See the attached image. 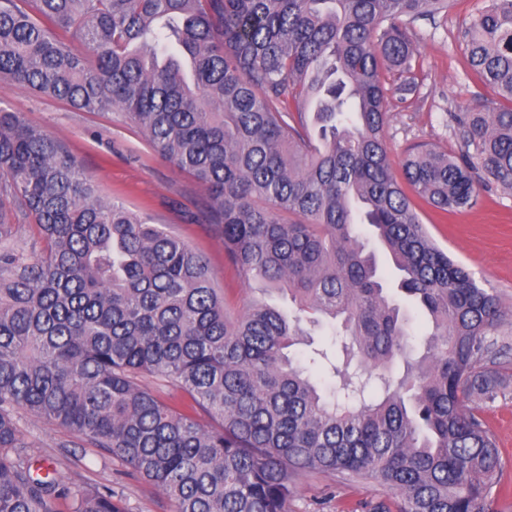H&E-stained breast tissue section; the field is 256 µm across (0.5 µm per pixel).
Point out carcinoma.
Returning a JSON list of instances; mask_svg holds the SVG:
<instances>
[{"mask_svg": "<svg viewBox=\"0 0 512 512\" xmlns=\"http://www.w3.org/2000/svg\"><path fill=\"white\" fill-rule=\"evenodd\" d=\"M449 5L0 0V81L121 111L207 190L224 260L294 305L233 313L202 254L100 199L63 145L0 107V512H54L53 496L123 512L108 485L72 492L36 473L20 411L121 459L175 512H288L302 471L378 480L393 501L376 512H495L509 489L475 404L503 384L481 362L503 351L509 313L430 237L385 141L388 95L415 91L403 19ZM462 43L496 100L452 115L460 154L416 144L401 162L444 212L474 207L486 182L512 191V0H483ZM17 212L39 228L37 259ZM360 225L432 323L418 358ZM320 316L341 321L356 359L331 366L324 391L284 354ZM146 375L188 404L162 401Z\"/></svg>", "mask_w": 512, "mask_h": 512, "instance_id": "obj_1", "label": "carcinoma"}]
</instances>
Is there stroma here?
<instances>
[{"label": "stroma", "instance_id": "obj_1", "mask_svg": "<svg viewBox=\"0 0 512 512\" xmlns=\"http://www.w3.org/2000/svg\"><path fill=\"white\" fill-rule=\"evenodd\" d=\"M481 0H454L447 16L407 20L416 49L412 75L416 92L408 100L389 97L385 130L392 162H400L412 145L425 143L454 152L459 136L449 122L453 112H466L492 99L472 71L461 31ZM0 107L21 112L62 143L93 179L107 201L167 225L192 249L204 255L215 273V285L231 308H242L251 294L247 283L224 262V242L205 222L208 193L191 175L160 158L136 126L118 112H83L13 83L0 82ZM418 212L430 236L477 280L494 288L512 309V192L490 185L464 212L441 214L425 201ZM507 347L496 367L508 379L497 397L481 405L480 414L494 433L501 460L500 482L512 487V326L501 328ZM20 429L34 447L36 463L57 469L66 487L112 485L125 512H174L159 488L134 473L120 459L108 457L79 434L54 423L23 416ZM392 498L380 482H347L335 474L308 472L295 479L288 512H375Z\"/></svg>", "mask_w": 512, "mask_h": 512}]
</instances>
